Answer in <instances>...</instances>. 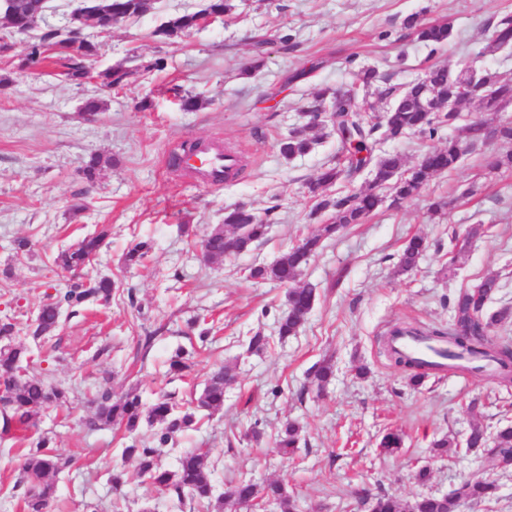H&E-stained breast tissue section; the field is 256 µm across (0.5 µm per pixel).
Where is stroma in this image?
I'll return each mask as SVG.
<instances>
[{
    "label": "stroma",
    "instance_id": "obj_1",
    "mask_svg": "<svg viewBox=\"0 0 512 512\" xmlns=\"http://www.w3.org/2000/svg\"><path fill=\"white\" fill-rule=\"evenodd\" d=\"M204 5L153 0L141 17L104 33L88 30L98 53L86 60L89 75L80 83L55 63L20 69L27 39L0 56V318L15 324L19 341L39 306L70 278L55 263L59 250L99 226L112 229L85 270L114 281L110 304L88 303L32 347L31 374L69 393L66 407L45 411L29 431L50 437L54 452L71 461L52 479L62 512H202L192 501H172L139 474L135 460L123 458L126 445H152V427L130 434L87 421L101 388L117 397L139 393L148 404L163 395L187 402L219 366L231 374L223 410L199 411L194 428L159 448L162 468L175 469L183 453L201 448L214 465L217 493L244 478L259 485L280 480L294 512H367V498L381 492L406 500L488 478L498 486L497 502L464 501L457 512H512V469L465 446L473 425L491 435L512 425V384L480 372L432 375L415 388L384 352L388 327L447 329L459 291L486 275L500 280L489 311L512 308V167H490L492 158L512 153V142L477 146L413 200L384 204L327 240L299 279L315 289L316 301L297 335L277 336L286 287L246 276L327 221L313 214L306 184L336 159L332 122L312 129L317 143L308 155L287 160L278 149L280 139L306 124L301 108L313 94L352 89L369 67L401 85L435 66L466 64L510 82L512 54L485 47L496 19L512 14V0H235L230 14L179 43L155 37L169 16ZM411 14L451 23V40L418 43L403 25ZM285 36L292 50H283ZM258 53L262 67L245 75ZM157 57L165 69L138 71L120 90L102 86L107 68ZM176 87L200 97L203 107L183 110ZM91 98L102 105L92 121L84 114ZM144 99L151 107L142 112L137 104ZM457 134L443 125L431 136L380 137L374 152L400 154L410 169ZM187 140L223 143L238 154L242 171L223 187L206 188L165 167L167 150ZM94 154L103 163L90 184L82 167ZM438 198L447 206L436 214L429 206ZM78 201L85 205L79 212L72 208ZM235 206L269 214L267 241L206 261L202 237ZM415 235L430 248L417 271L397 274L402 247ZM20 238L29 242L23 254L14 249ZM140 240L150 242V252L141 265L126 266L127 250ZM258 331L270 345L248 353V338ZM180 347L197 354L189 370L173 374L168 361ZM325 359L335 376L321 389L310 369ZM289 421L301 430L292 457L276 445ZM388 429L404 438L391 453L378 446ZM444 436L456 446L442 456L433 443ZM20 446L17 435L0 433V512H24ZM116 466L125 473L118 490L109 481ZM422 467L430 478L420 485L413 475Z\"/></svg>",
    "mask_w": 512,
    "mask_h": 512
}]
</instances>
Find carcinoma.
<instances>
[{"label":"carcinoma","mask_w":512,"mask_h":512,"mask_svg":"<svg viewBox=\"0 0 512 512\" xmlns=\"http://www.w3.org/2000/svg\"><path fill=\"white\" fill-rule=\"evenodd\" d=\"M151 0H100L101 14L94 17V27L107 31L112 29V20L116 17L132 18L145 14ZM47 8L44 0H11L7 6L0 4V25L6 29H23L32 35L27 53L20 69L35 66L53 55L64 68V75L70 80H81L88 76L85 61L96 55L98 46L87 45L83 48L71 47L73 38L68 36L67 28L49 26L37 30L41 18L39 10ZM234 9L233 0H206L203 9L195 13L175 15L164 21L154 36L165 43H174L183 39L197 28V18L206 12L227 15ZM405 28L411 31L416 40L426 45L446 43L452 33V27L446 22L422 24L414 15L404 21ZM512 46V15H505L494 25L491 41L484 48L486 52H497ZM128 70L117 64L99 74L104 87L119 89L125 85ZM375 71L366 69L362 73L361 84L364 95L375 94L380 99L395 98V103L373 123L357 114L358 105L351 91L340 94L326 90L312 98L306 107L308 112H319L326 103L336 100L343 104L336 113L333 125L336 139L341 145L340 156L336 162L324 167L316 177L306 184L307 194L314 201L317 212L329 211L334 222L321 224L310 235L296 245L288 248L273 263L256 265L249 270V277L255 280L273 281L288 288L285 309L278 318L277 332L285 339L297 334L304 324L315 301V289L297 285V279L313 257L322 247L323 240L329 238L349 224H359L383 205V191L387 190L397 202H405L416 197L423 185L435 174L453 171L457 168L463 148L476 145L490 138L512 141V125L496 123V112L503 103L512 101V83L502 82L498 75L488 72L485 88L474 98L484 118L458 128L459 134L448 139L440 148L420 155L411 169V175L400 178L403 158L398 154H386L375 157L372 154L374 134L382 132L384 138L400 137L408 131L434 135L435 125L444 122L454 125L458 116L438 112H426L420 103L433 100L442 103L458 95L457 87L448 81V69H431L411 88L374 85ZM310 127L297 128L281 141L279 152L286 159L308 154L314 139L309 136ZM371 166L372 179L367 189L349 192L344 195L329 193L330 188L339 182L353 180L363 165ZM269 220L261 219L243 207H235L224 212V223L215 226L201 242L204 257L208 261L223 260L237 256L249 250L255 243L262 241L268 232ZM109 228L101 226L97 231L85 236L77 244L62 251L58 264L65 270L76 272L86 267L100 250ZM429 248L428 241L421 236L410 238L400 255L397 273L403 275L415 269L420 257ZM150 250L146 241L136 242L125 255L127 265H136L143 261ZM112 281L106 278L78 279L64 288L56 290L50 300L39 308V323L30 329L33 342H38L46 334L57 328L59 312L70 314L79 312L83 304L92 300L107 303L112 299ZM499 288L498 277L491 274L472 290L460 292L456 302V321L448 331L421 329L411 325H402L400 329L437 336L448 341V345L457 350L479 355L495 361L499 375L507 377L509 361L512 360V347L499 344L490 336V329L508 319L509 311L504 309L491 314L486 313L487 303ZM16 326L5 320L0 322V430L8 433L26 431L34 419L49 408L62 407L66 403V392L52 386L42 378L29 372L32 361L30 347L22 342H14ZM388 358L395 366L409 372L412 385L422 383L425 374L421 373L409 361L396 355V350L386 349ZM191 353L180 347L169 360V371L181 373L190 368ZM230 379L229 370L219 367L213 370L204 388L196 399L197 407L206 411H215L224 407V388ZM96 409L88 425L119 424L128 433L137 431L142 423L156 428L157 447H140L133 443L122 450V456L135 457L139 472L150 483L183 502L185 498L195 501L205 512H224V505L244 507L253 501L258 491L249 481H238L224 495L214 493V469L209 454L201 450L188 452L179 459L175 470L169 471L159 466L156 459L157 449L169 444L175 436L191 429L196 424L195 413L181 410L172 397L165 396L150 405H145L139 394L130 392L116 398L108 388L100 390L94 400ZM299 441V427L293 423L285 426L279 445L283 452L292 455ZM490 451L504 457L512 453V426L499 430ZM23 478L28 484L24 496L26 512H52L55 507L54 487L47 477L57 473L62 466L60 458L50 447V438L39 436L29 443L22 454ZM497 491L495 482L485 478H473L464 481L452 493L441 497H420L404 501L392 494L381 493L371 504V512H457L459 502L468 500L474 503L489 502ZM266 494L277 500L282 512H294V502L288 495L284 483L271 482Z\"/></svg>","instance_id":"carcinoma-1"}]
</instances>
